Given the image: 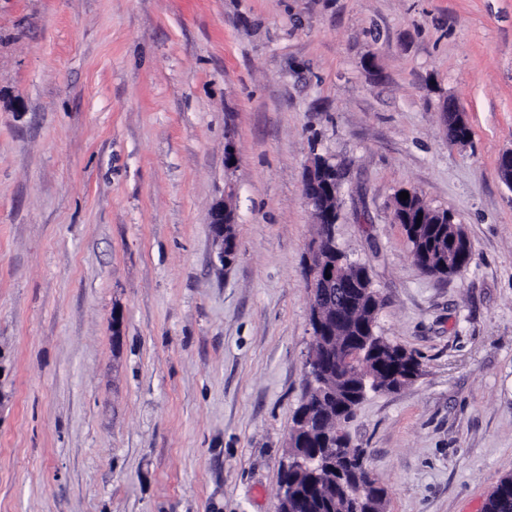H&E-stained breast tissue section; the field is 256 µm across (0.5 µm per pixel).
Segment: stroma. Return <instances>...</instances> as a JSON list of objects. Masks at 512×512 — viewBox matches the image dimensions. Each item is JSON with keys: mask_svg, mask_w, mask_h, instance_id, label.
I'll return each mask as SVG.
<instances>
[{"mask_svg": "<svg viewBox=\"0 0 512 512\" xmlns=\"http://www.w3.org/2000/svg\"><path fill=\"white\" fill-rule=\"evenodd\" d=\"M509 149L512 0H0V512H278L316 153L421 363L345 429L386 512H483L512 475ZM403 189L463 225L466 270L414 263ZM445 123L446 126H448V129H446L448 134V143L455 144V143H467L471 138V130L468 127H464L460 130L455 129L450 125L453 126H462L467 123V119L465 116V113L456 105V103L452 100H449L448 103H446L445 109ZM330 160L324 156H315L313 160L309 161L305 172L303 192L307 203L313 207L321 197L325 195H332L336 197V191L340 193L341 180L338 179L334 183L326 177L325 160ZM224 198L216 201L210 211L209 231L214 246L215 263L221 269L231 266L238 257L236 224H225ZM224 243L226 247L224 249Z\"/></svg>", "mask_w": 512, "mask_h": 512, "instance_id": "stroma-1", "label": "stroma"}]
</instances>
